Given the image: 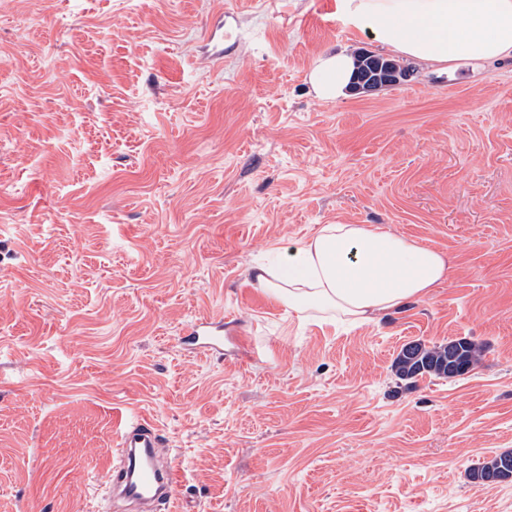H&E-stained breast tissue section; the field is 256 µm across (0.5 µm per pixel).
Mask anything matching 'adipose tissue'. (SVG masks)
<instances>
[{"instance_id": "obj_1", "label": "adipose tissue", "mask_w": 512, "mask_h": 512, "mask_svg": "<svg viewBox=\"0 0 512 512\" xmlns=\"http://www.w3.org/2000/svg\"><path fill=\"white\" fill-rule=\"evenodd\" d=\"M339 10L389 51L429 66L512 58V0H339ZM353 70V55L340 51L320 56L309 80L320 99L334 100ZM280 254L276 266L253 271L256 287L291 311L355 324L427 297L448 275L442 252L369 224L322 225Z\"/></svg>"}]
</instances>
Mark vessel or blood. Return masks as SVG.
<instances>
[{
	"instance_id": "1",
	"label": "vessel or blood",
	"mask_w": 512,
	"mask_h": 512,
	"mask_svg": "<svg viewBox=\"0 0 512 512\" xmlns=\"http://www.w3.org/2000/svg\"><path fill=\"white\" fill-rule=\"evenodd\" d=\"M182 340L204 356H223L224 321L201 317L183 331ZM116 454L102 475L101 485L125 500L142 504L146 512H174V490L180 472L173 462H158L164 433L146 414L133 412L115 423Z\"/></svg>"
}]
</instances>
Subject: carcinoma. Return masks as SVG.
<instances>
[{
  "instance_id": "1",
  "label": "carcinoma",
  "mask_w": 512,
  "mask_h": 512,
  "mask_svg": "<svg viewBox=\"0 0 512 512\" xmlns=\"http://www.w3.org/2000/svg\"><path fill=\"white\" fill-rule=\"evenodd\" d=\"M354 78L375 84H397L396 70H407L411 64L378 56L355 57ZM484 347L466 337L446 344L428 346L421 341L405 344L393 361L392 368L401 380H415L424 375L438 378H456L471 372L480 361ZM470 478L481 483L502 482L512 479V452L500 453L470 472Z\"/></svg>"
}]
</instances>
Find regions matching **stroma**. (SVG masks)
Instances as JSON below:
<instances>
[{
    "label": "stroma",
    "mask_w": 512,
    "mask_h": 512,
    "mask_svg": "<svg viewBox=\"0 0 512 512\" xmlns=\"http://www.w3.org/2000/svg\"><path fill=\"white\" fill-rule=\"evenodd\" d=\"M339 50L381 48L337 0H0V512H121L76 490L128 411L169 439L178 512H512L469 476L512 451V59L324 101ZM324 224L449 276L353 326L252 285ZM200 316L256 359L183 349ZM461 337L469 374L397 378L404 344Z\"/></svg>",
    "instance_id": "35a3bbf8"
}]
</instances>
